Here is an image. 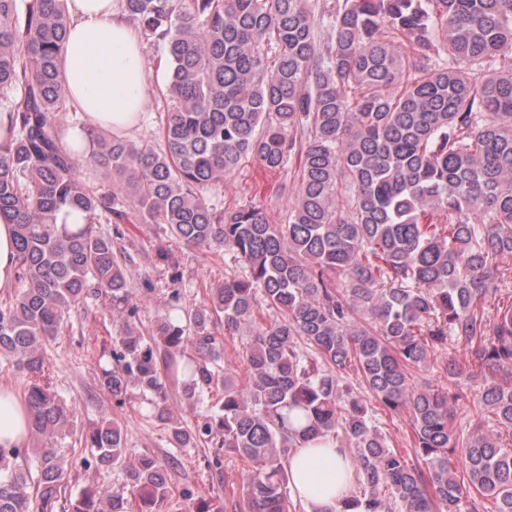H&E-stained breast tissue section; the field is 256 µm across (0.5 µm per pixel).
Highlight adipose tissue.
Segmentation results:
<instances>
[{
    "label": "adipose tissue",
    "instance_id": "1",
    "mask_svg": "<svg viewBox=\"0 0 512 512\" xmlns=\"http://www.w3.org/2000/svg\"><path fill=\"white\" fill-rule=\"evenodd\" d=\"M70 28L61 53L68 104L81 125L67 129L66 147L79 156L91 152V133L134 130L146 109L148 70L139 28L118 0H68ZM29 411L11 382L0 379V447L22 448L28 439ZM291 488L309 512H340L353 486L346 449L320 438L289 460Z\"/></svg>",
    "mask_w": 512,
    "mask_h": 512
}]
</instances>
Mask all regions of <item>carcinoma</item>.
Segmentation results:
<instances>
[{"label":"carcinoma","instance_id":"carcinoma-1","mask_svg":"<svg viewBox=\"0 0 512 512\" xmlns=\"http://www.w3.org/2000/svg\"><path fill=\"white\" fill-rule=\"evenodd\" d=\"M148 41L164 43L170 108L159 142L103 138L88 161L121 193L98 192L64 147L60 70L66 0H0V216L15 224L14 297L0 304V366L25 373L29 434L43 443L20 468L0 447V512H55L69 423L44 379V342L97 290L132 318V290L101 220L165 224L187 246L224 245L247 274L211 289L187 325L150 340L119 337L101 386L158 396L170 384L224 388L221 414L197 430L251 464L247 512H291L290 456L329 436L349 449L347 512H512V305L485 303L512 256V0H120ZM298 157L283 224L256 206L219 208L206 192L252 158L277 171ZM82 213L83 224L58 222ZM94 283L95 289L89 288ZM277 316L264 319L262 306ZM247 332L238 386L209 331ZM489 384L466 439L448 392V335ZM186 344L199 359L184 361ZM405 412L412 456L389 447L373 405ZM86 465L125 467L130 497L89 486L68 512H162L165 467L131 462L121 427L91 431ZM461 455L462 470L449 456Z\"/></svg>","mask_w":512,"mask_h":512}]
</instances>
